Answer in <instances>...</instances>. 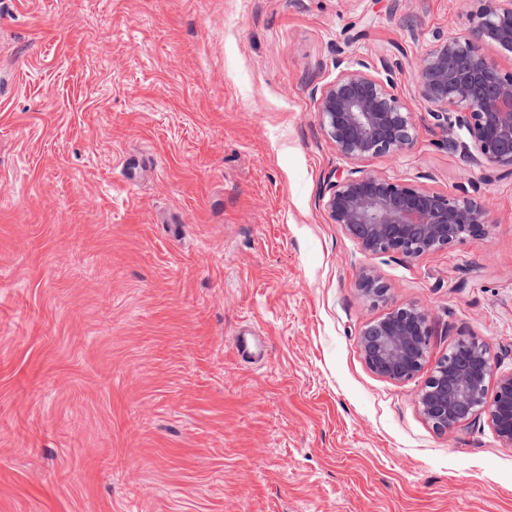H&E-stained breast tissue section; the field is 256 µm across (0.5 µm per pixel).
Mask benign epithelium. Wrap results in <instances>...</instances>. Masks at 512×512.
<instances>
[{"label":"benign epithelium","instance_id":"obj_1","mask_svg":"<svg viewBox=\"0 0 512 512\" xmlns=\"http://www.w3.org/2000/svg\"><path fill=\"white\" fill-rule=\"evenodd\" d=\"M468 35L438 34L414 71L418 97L446 144L485 170L512 174V70L502 71L475 43L512 55V0H472ZM398 62L349 63L336 46V79L320 89L319 120L336 150L352 161L389 157L414 145L413 111L398 91ZM325 207L365 253L397 252L408 259L488 236V210L464 185L442 192L350 170L329 184ZM357 290L364 301L387 303L388 288L370 272ZM430 313L410 303L368 324L357 339L367 367L394 383L425 366ZM423 418L441 433L484 418L512 447V371L495 368L487 345L459 337L416 394Z\"/></svg>","mask_w":512,"mask_h":512}]
</instances>
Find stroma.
<instances>
[{
  "instance_id": "stroma-1",
  "label": "stroma",
  "mask_w": 512,
  "mask_h": 512,
  "mask_svg": "<svg viewBox=\"0 0 512 512\" xmlns=\"http://www.w3.org/2000/svg\"><path fill=\"white\" fill-rule=\"evenodd\" d=\"M470 8L0 0V512H512V447L415 402L462 335L512 370V174L443 146L413 81ZM340 45L401 61L411 150L355 165L325 135ZM354 166L474 182L492 232L363 252L325 209ZM410 303L430 349L396 384L357 338ZM357 290L359 296L371 305L387 303L388 288L370 272H363L359 278Z\"/></svg>"
}]
</instances>
